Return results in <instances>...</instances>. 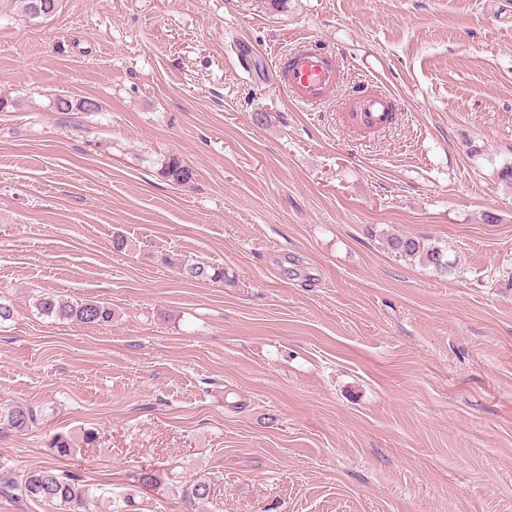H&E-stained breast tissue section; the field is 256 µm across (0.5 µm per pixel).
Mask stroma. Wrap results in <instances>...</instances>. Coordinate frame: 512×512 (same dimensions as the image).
Segmentation results:
<instances>
[{
  "mask_svg": "<svg viewBox=\"0 0 512 512\" xmlns=\"http://www.w3.org/2000/svg\"><path fill=\"white\" fill-rule=\"evenodd\" d=\"M301 36L340 67L311 112L272 63ZM375 91L395 123L343 125ZM0 96V403L41 414L0 438L11 477L57 462L87 512H186L201 478L198 512H512V0H0ZM160 174L166 181L177 187L190 185L195 179L193 169L175 156L169 157L162 164ZM388 244L390 249L400 256L418 259L437 273L448 274L453 268L442 249L426 244L422 238L401 234L390 238ZM180 274L187 281H224V271L200 262L184 263L180 266ZM35 307L39 314L58 321H78L102 326L111 323L114 317V311L107 302L89 300L74 304L50 293L39 295ZM211 487L206 479H198L185 489H182V499L187 512L196 511V505L209 499Z\"/></svg>",
  "mask_w": 512,
  "mask_h": 512,
  "instance_id": "obj_1",
  "label": "stroma"
}]
</instances>
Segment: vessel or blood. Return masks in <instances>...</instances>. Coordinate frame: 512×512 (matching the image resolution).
<instances>
[{
    "label": "vessel or blood",
    "mask_w": 512,
    "mask_h": 512,
    "mask_svg": "<svg viewBox=\"0 0 512 512\" xmlns=\"http://www.w3.org/2000/svg\"><path fill=\"white\" fill-rule=\"evenodd\" d=\"M282 87L297 104L311 107L330 99L339 75L332 59L307 48H299L282 59ZM394 101L386 94L361 97L346 114L358 128L373 129L393 122Z\"/></svg>",
    "instance_id": "b4317fda"
}]
</instances>
